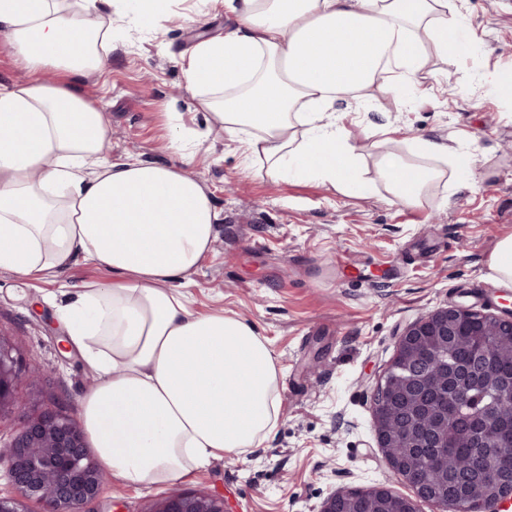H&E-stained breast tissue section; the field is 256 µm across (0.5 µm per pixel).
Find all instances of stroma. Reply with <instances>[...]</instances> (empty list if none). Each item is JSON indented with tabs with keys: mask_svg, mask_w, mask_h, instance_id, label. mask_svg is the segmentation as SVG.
Returning a JSON list of instances; mask_svg holds the SVG:
<instances>
[{
	"mask_svg": "<svg viewBox=\"0 0 512 512\" xmlns=\"http://www.w3.org/2000/svg\"><path fill=\"white\" fill-rule=\"evenodd\" d=\"M478 42L449 63L429 58L417 95L395 92L380 106L355 102L336 123L360 148L366 193L348 195L310 178L274 179L246 157L188 88L181 58L201 36L227 25L215 0H173L170 17L146 29L114 0L94 14L112 29L111 65L77 77L107 112L105 155L177 160L174 140L194 153L190 173L220 220L212 251L180 285L192 311L218 310L255 324L277 360L281 417L274 437L244 457L216 458L174 483L139 488L112 479L85 512H149L172 488L224 496L230 512H315L340 486L386 485L399 495L377 446L372 402L400 332L422 314L456 303L512 314V288L490 275L497 242L512 235V98L494 82L512 73V0H448ZM448 69L450 81L432 74ZM388 125L391 150L417 139L454 140L475 161L473 187L452 165L415 207L396 201L371 147ZM112 273L78 259L55 277L24 280L0 269V336L25 368L44 371L41 403L79 418L98 378L69 343L57 314L61 287L108 284Z\"/></svg>",
	"mask_w": 512,
	"mask_h": 512,
	"instance_id": "1",
	"label": "stroma"
}]
</instances>
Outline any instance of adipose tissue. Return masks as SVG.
<instances>
[{
  "label": "adipose tissue",
  "mask_w": 512,
  "mask_h": 512,
  "mask_svg": "<svg viewBox=\"0 0 512 512\" xmlns=\"http://www.w3.org/2000/svg\"><path fill=\"white\" fill-rule=\"evenodd\" d=\"M223 34L198 41L184 67L200 104L267 176L308 177L362 194L358 153L329 121L337 102L374 100L414 77L429 56L459 55L448 0H221ZM57 0H0V37L34 80L0 85V268L56 276L79 258L111 269L60 310L71 344L97 370L80 410L100 465L122 481L178 480L219 456L273 438L278 369L254 325L194 314L177 282L211 252L219 219L202 181L181 164L111 161L109 119L72 84L40 73L103 70L107 33ZM307 127L297 135L296 124ZM380 177L401 204H420L436 176L414 157L447 160L423 139L412 158L378 142Z\"/></svg>",
  "instance_id": "adipose-tissue-1"
}]
</instances>
